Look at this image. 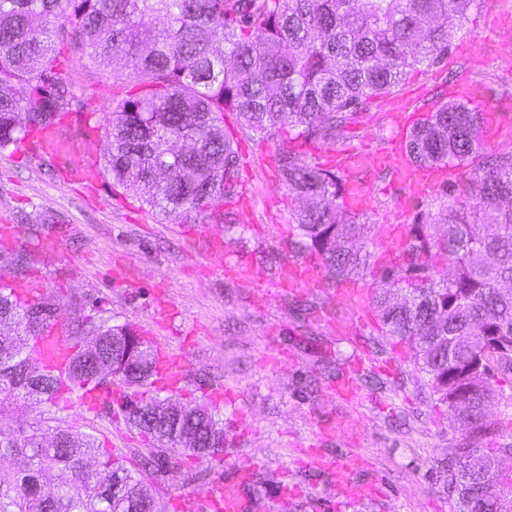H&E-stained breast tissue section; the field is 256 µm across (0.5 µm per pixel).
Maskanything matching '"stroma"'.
<instances>
[{"instance_id":"1","label":"stroma","mask_w":512,"mask_h":512,"mask_svg":"<svg viewBox=\"0 0 512 512\" xmlns=\"http://www.w3.org/2000/svg\"><path fill=\"white\" fill-rule=\"evenodd\" d=\"M467 27L447 59L411 71L390 95L367 104L350 128L347 150L386 147L392 102L404 101L422 117L465 89L496 112L484 130L488 148L512 151V61L504 56L512 0H489ZM463 74L468 82L462 89ZM74 79L86 114H104L121 94L119 83L104 75L79 68ZM224 127L238 147L240 181L248 188L233 207L239 226L231 232L217 222L206 232H189L102 173L90 183L74 180L36 141L0 151V219L17 226L18 247L30 251L46 296H77L86 313L143 333L153 329L157 301L166 298L173 315L170 344L187 366L178 401L199 402L203 391L224 386L225 455L183 456L178 478L156 472L143 490L175 512L176 496L205 491L229 476L228 455L237 451L254 461L243 493L248 512H299L317 492L323 512H455L443 491L440 461L460 429L406 346L394 345L377 327L352 329L343 304L319 281L285 287L280 266L298 238L293 214L303 203L281 181L272 142L243 130L232 112L225 113ZM363 179L356 209L370 224L407 230L427 224L445 199L438 187L431 202L421 201L387 168L367 169ZM45 238L56 241V251L37 249ZM280 353L286 362H277ZM360 356L374 366L359 377L364 401L355 405L332 390ZM13 412L21 425L54 418L73 432L93 434L102 447L122 449L131 469L154 448L117 406L89 415L60 396L51 405H16ZM307 448L345 461L347 471L339 476L296 464ZM284 479L302 494L282 505L277 486ZM345 479L373 484L376 493L342 501L337 488Z\"/></svg>"}]
</instances>
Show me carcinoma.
<instances>
[{
  "label": "carcinoma",
  "mask_w": 512,
  "mask_h": 512,
  "mask_svg": "<svg viewBox=\"0 0 512 512\" xmlns=\"http://www.w3.org/2000/svg\"><path fill=\"white\" fill-rule=\"evenodd\" d=\"M488 0H0V149L18 147L72 111L77 100L69 53L93 74L125 84L109 107L104 130L111 150L104 169L118 187L175 220L220 221L236 228L224 205L238 196V156L224 130V113L276 149L278 174L305 203L295 215L301 246L314 253L322 283L376 285L372 303L381 332L410 348L432 394L463 427L441 465L456 512H512L491 467L509 446L502 420L490 413L504 396L498 375L512 373V152L488 150L486 113L467 100L434 108L416 124L405 148L422 165L463 169L482 164L453 186L442 218L407 234L397 263L381 269L369 246L377 234L347 209L336 171L291 144L333 148L346 139L366 102L389 92L420 66L448 57L472 11ZM166 21L159 34L144 18ZM434 232H429L428 227ZM0 279L25 278L31 257L0 246ZM451 268L436 274V259ZM67 308L78 348L96 342L97 360L75 354L69 386L112 388V341L137 336L128 353L144 364L151 341L131 325L84 313L73 295L22 302L0 285V512H143L139 486L147 469H179L200 455L207 428L224 430L211 405L204 414L172 420L194 429L195 443L164 441L166 425L148 403L155 370L125 397L122 411L140 434L157 443L156 460L132 471L90 433L12 421L18 403L53 402L58 377L38 362L34 337L50 326L51 310Z\"/></svg>",
  "instance_id": "carcinoma-1"
}]
</instances>
